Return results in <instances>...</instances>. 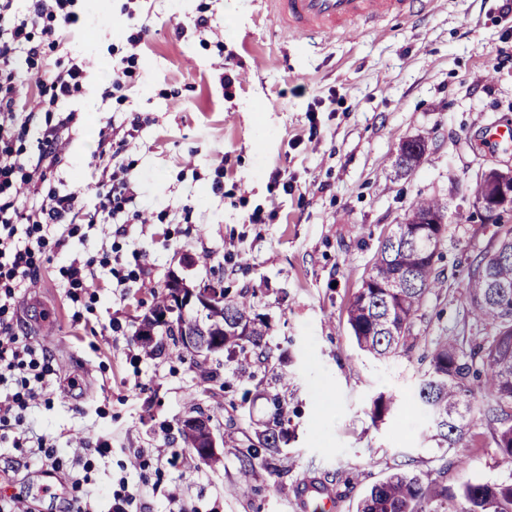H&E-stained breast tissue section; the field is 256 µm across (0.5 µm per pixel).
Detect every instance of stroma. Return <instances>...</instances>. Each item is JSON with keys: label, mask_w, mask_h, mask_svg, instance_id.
<instances>
[{"label": "stroma", "mask_w": 512, "mask_h": 512, "mask_svg": "<svg viewBox=\"0 0 512 512\" xmlns=\"http://www.w3.org/2000/svg\"><path fill=\"white\" fill-rule=\"evenodd\" d=\"M123 2L88 0L81 32L65 46L85 59L92 80L136 31ZM201 14L217 35L176 37L177 23ZM141 20L149 32L126 100L86 93L59 102L70 123L47 186L76 193L90 209L98 180L128 165L154 215L79 225L64 254L40 255L41 278L22 290L9 320L57 371L23 428L59 449L64 475L44 491L39 461L0 445V501L76 512L70 484L85 476L95 512H108L123 490L134 496L129 512H303L310 486L334 494L338 512H356L366 490L395 472L430 470L452 490L512 480L481 408L464 446L440 448L415 399L431 342L485 332L463 281L493 235L512 225V214L483 223L466 193L482 171L512 168V148L486 137L488 126L512 123V63L495 61L512 54L503 0H427L355 40L283 36L265 0H143ZM224 63L237 74L230 88ZM102 130L121 142L117 154L99 155ZM416 137L427 142L424 159L397 177V150ZM431 195L448 202L435 263L448 280L416 320L411 352L373 359L353 339L349 303L379 238ZM258 209L272 220L249 223ZM68 254L92 261L98 275L75 301L60 271ZM173 271L253 293L270 325V357L254 362L253 381L240 383L233 364L222 363L224 389L214 396L174 347L158 355L141 348L135 332L150 292ZM281 371L291 381V439L271 465H257L246 493L234 449L209 467L178 427L199 407L218 434L243 439L250 418H266ZM381 394L400 403L377 422L372 402Z\"/></svg>", "instance_id": "obj_1"}]
</instances>
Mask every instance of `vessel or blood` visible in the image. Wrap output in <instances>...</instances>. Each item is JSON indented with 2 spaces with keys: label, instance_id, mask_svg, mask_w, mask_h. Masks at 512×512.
Segmentation results:
<instances>
[{
  "label": "vessel or blood",
  "instance_id": "obj_1",
  "mask_svg": "<svg viewBox=\"0 0 512 512\" xmlns=\"http://www.w3.org/2000/svg\"><path fill=\"white\" fill-rule=\"evenodd\" d=\"M272 18L292 35L362 34L371 24L409 13L414 0H269Z\"/></svg>",
  "mask_w": 512,
  "mask_h": 512
}]
</instances>
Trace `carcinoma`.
Returning <instances> with one entry per match:
<instances>
[{
  "label": "carcinoma",
  "mask_w": 512,
  "mask_h": 512,
  "mask_svg": "<svg viewBox=\"0 0 512 512\" xmlns=\"http://www.w3.org/2000/svg\"><path fill=\"white\" fill-rule=\"evenodd\" d=\"M446 206L436 197L420 198L405 213L403 223L378 240L368 275L350 302L347 313L358 348L377 359L409 353L414 319L423 309L428 295L443 287L436 271V247L431 240L438 224H424L429 215L445 214ZM470 312L483 320L490 331L464 346L453 337L437 341L429 352L430 370L418 385L416 396L427 410L434 427L432 438L441 448L462 445L472 422L473 402L481 398L496 427L493 444L500 459L512 463V227L498 236L470 268L464 282ZM153 301L143 315L148 319L168 307L170 286L152 292ZM255 315L248 335L234 329V321ZM269 325L254 314L250 298L224 296V311L207 312L205 318L177 314L164 326L158 338L136 336L150 353L162 351L167 342L181 348L199 371V380L208 389L218 384V373L206 362L198 361L188 350L186 335L220 337L221 351L228 359L247 348L263 349ZM273 406L265 429L256 434L257 443L240 447L236 440L224 442L239 449L244 476H250L261 454L275 457L287 445L286 403L281 393L269 396ZM396 396L379 395L373 401L372 417L382 421L397 406ZM436 479L430 471L394 473L373 484L360 501L358 512H512V481L481 479L465 482L457 491L446 488L432 493Z\"/></svg>",
  "instance_id": "carcinoma-1"
}]
</instances>
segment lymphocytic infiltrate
I'll return each instance as SVG.
<instances>
[{"label": "lymphocytic infiltrate", "mask_w": 512, "mask_h": 512, "mask_svg": "<svg viewBox=\"0 0 512 512\" xmlns=\"http://www.w3.org/2000/svg\"><path fill=\"white\" fill-rule=\"evenodd\" d=\"M13 2L0 0V387L7 389L0 399V430L12 432V445L18 448L23 439L15 430L23 424L31 402L43 396L46 377L54 372L49 357L20 342L4 320L14 309L19 290L40 277L37 254L50 244L64 249L65 235L55 232L59 225L104 224L128 209L141 215L147 205L136 191L138 175L128 168L100 181L97 205L91 211L83 210L76 194L54 190L40 194L39 185L46 183L61 159L63 125L48 122L37 127L33 118L39 112H52L60 100L84 94L86 69L82 58L68 57L61 70L47 71L35 96L29 98L20 92L17 65L22 62L28 70H36L45 48L67 43L83 18L85 0H28L27 13L20 20L12 17ZM146 34V29H139L128 40L129 52L113 57L98 84L101 97L124 98ZM30 137L38 151L34 159L24 147ZM24 191L35 196V203H21ZM21 231L28 239L23 246L16 242Z\"/></svg>", "instance_id": "obj_1"}]
</instances>
